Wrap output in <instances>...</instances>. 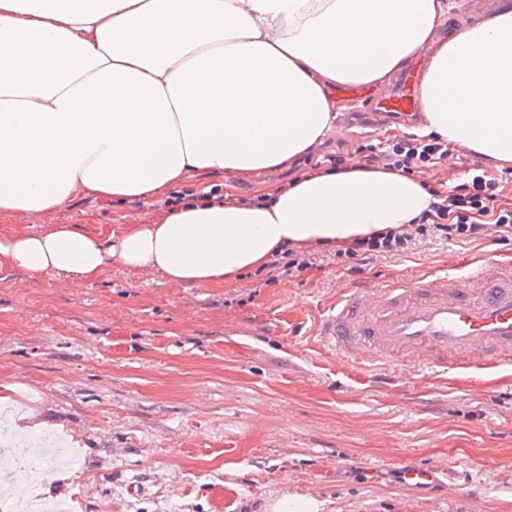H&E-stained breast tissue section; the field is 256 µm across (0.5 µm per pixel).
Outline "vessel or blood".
<instances>
[{
	"label": "vessel or blood",
	"mask_w": 512,
	"mask_h": 512,
	"mask_svg": "<svg viewBox=\"0 0 512 512\" xmlns=\"http://www.w3.org/2000/svg\"><path fill=\"white\" fill-rule=\"evenodd\" d=\"M417 80L411 71L387 88L339 86L332 96L363 99L365 112L376 116H410L419 109ZM317 334L324 347L383 380L397 369L468 375L512 367V263L485 260L416 282L395 274L343 290ZM447 471L443 464H405L399 479L426 490Z\"/></svg>",
	"instance_id": "b4317fda"
}]
</instances>
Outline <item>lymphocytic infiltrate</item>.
Segmentation results:
<instances>
[{
    "label": "lymphocytic infiltrate",
    "instance_id": "lymphocytic-infiltrate-1",
    "mask_svg": "<svg viewBox=\"0 0 512 512\" xmlns=\"http://www.w3.org/2000/svg\"><path fill=\"white\" fill-rule=\"evenodd\" d=\"M360 151L369 166L417 176L432 201L412 224L356 238L337 250L347 273L361 272L363 263L373 258L407 255L424 239L466 243L512 238V201L504 199L511 179L494 175L479 164L470 166L457 184L450 186L439 178L437 168L454 155L455 144L434 135L410 134L363 145Z\"/></svg>",
    "mask_w": 512,
    "mask_h": 512
}]
</instances>
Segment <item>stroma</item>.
Masks as SVG:
<instances>
[{"label":"stroma","mask_w":512,"mask_h":512,"mask_svg":"<svg viewBox=\"0 0 512 512\" xmlns=\"http://www.w3.org/2000/svg\"><path fill=\"white\" fill-rule=\"evenodd\" d=\"M384 125L336 106V129L298 161L386 141ZM213 175L206 186L253 198L288 181ZM162 196L117 206L76 192L60 224L120 232L151 222ZM512 259V240L443 242L347 274L329 248L315 266L265 284L176 286L112 264L93 285L0 270V448L40 449L29 477L6 474L0 512L38 495L68 512H270L287 492L319 512H399L406 463H446L448 489L418 512H512V368L384 384L316 334L340 290L395 272L419 277L481 253ZM68 480L57 481L59 472Z\"/></svg>","instance_id":"stroma-1"}]
</instances>
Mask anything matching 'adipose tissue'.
I'll list each match as a JSON object with an SVG mask.
<instances>
[{
  "instance_id": "obj_1",
  "label": "adipose tissue",
  "mask_w": 512,
  "mask_h": 512,
  "mask_svg": "<svg viewBox=\"0 0 512 512\" xmlns=\"http://www.w3.org/2000/svg\"><path fill=\"white\" fill-rule=\"evenodd\" d=\"M450 0H0V213L75 190L132 203L224 174L292 171L264 203L196 201L109 236H0V269L95 284L112 263L232 286L287 248L346 247L410 223L418 179L351 159L300 170L336 127L331 89L424 57L419 134L512 167V0L447 38Z\"/></svg>"
}]
</instances>
